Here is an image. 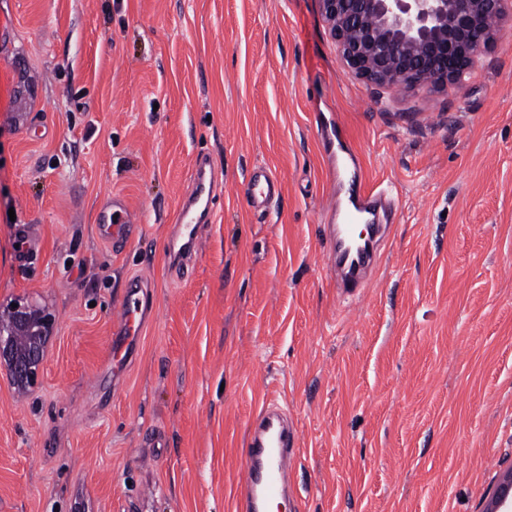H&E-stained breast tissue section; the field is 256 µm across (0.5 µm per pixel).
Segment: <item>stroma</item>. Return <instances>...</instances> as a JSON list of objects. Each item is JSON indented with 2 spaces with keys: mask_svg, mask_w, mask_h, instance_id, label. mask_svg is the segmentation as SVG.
Segmentation results:
<instances>
[{
  "mask_svg": "<svg viewBox=\"0 0 512 512\" xmlns=\"http://www.w3.org/2000/svg\"><path fill=\"white\" fill-rule=\"evenodd\" d=\"M2 18L0 315L54 325L35 383L0 362V512H236L272 400L297 436L286 512H480L512 465V23L461 85L406 89L341 63L318 0H0ZM324 119L393 204L350 295L323 253ZM200 154L214 221L179 277ZM258 167L282 182L264 210ZM113 195L142 226L117 250L97 230ZM133 277L152 311L116 380ZM18 256L20 262L39 254L40 237L37 228L31 224H23L20 228Z\"/></svg>",
  "mask_w": 512,
  "mask_h": 512,
  "instance_id": "obj_1",
  "label": "stroma"
}]
</instances>
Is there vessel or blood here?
Instances as JSON below:
<instances>
[{
  "label": "vessel or blood",
  "mask_w": 512,
  "mask_h": 512,
  "mask_svg": "<svg viewBox=\"0 0 512 512\" xmlns=\"http://www.w3.org/2000/svg\"><path fill=\"white\" fill-rule=\"evenodd\" d=\"M321 138L328 154L329 164L336 169L346 167L351 154L347 145L333 128L321 131ZM281 191L280 181L266 170L255 169L247 184V193L254 207L267 206ZM383 192H345L342 211L345 221L326 227L324 254L330 266L344 269L342 287L357 288L361 285L362 272L372 265L376 257L377 239L368 236L363 244H354V223L357 219L382 208ZM213 200V186L204 160H197L189 193L176 213L180 265H187L197 246V228ZM100 238L119 244L136 235V224L125 200L113 196L102 211L97 226ZM40 251V237L34 225L21 226L18 256L28 260ZM149 313L148 294L142 280L130 279L119 304L114 321L118 334L112 339L108 358L113 373H121L130 362L139 343L142 325ZM296 445V435L289 428L285 414L277 406L264 407L257 416L255 428L246 450V473L240 496L243 512H267L269 504L287 496L288 479L286 463Z\"/></svg>",
  "instance_id": "1"
}]
</instances>
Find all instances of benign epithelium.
Wrapping results in <instances>:
<instances>
[{"mask_svg":"<svg viewBox=\"0 0 512 512\" xmlns=\"http://www.w3.org/2000/svg\"><path fill=\"white\" fill-rule=\"evenodd\" d=\"M340 60L356 76L390 88L446 87L473 70L494 41L493 23L512 15V0H318ZM492 25L474 36L479 22ZM25 327L51 326L27 304L12 309ZM43 353L19 371L34 382ZM484 512H512V466L489 490Z\"/></svg>","mask_w":512,"mask_h":512,"instance_id":"benign-epithelium-1","label":"benign epithelium"}]
</instances>
